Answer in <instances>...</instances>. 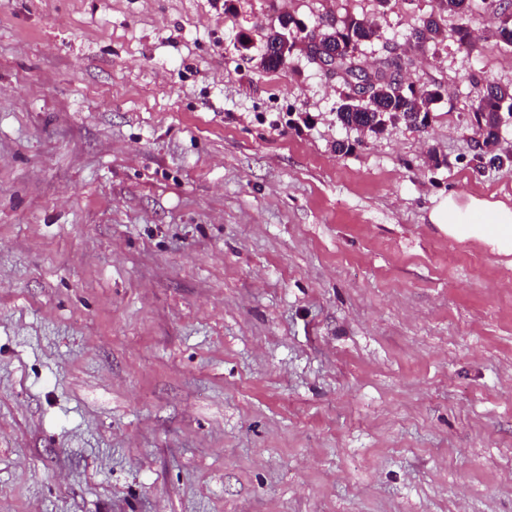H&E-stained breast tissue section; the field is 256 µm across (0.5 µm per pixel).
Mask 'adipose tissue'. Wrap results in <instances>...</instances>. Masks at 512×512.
<instances>
[{
	"label": "adipose tissue",
	"mask_w": 512,
	"mask_h": 512,
	"mask_svg": "<svg viewBox=\"0 0 512 512\" xmlns=\"http://www.w3.org/2000/svg\"><path fill=\"white\" fill-rule=\"evenodd\" d=\"M429 219L456 240H473L494 253L512 254V207L503 203L473 200L463 204L451 193L431 210Z\"/></svg>",
	"instance_id": "adipose-tissue-1"
}]
</instances>
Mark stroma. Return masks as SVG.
Segmentation results:
<instances>
[{
  "label": "stroma",
  "mask_w": 512,
  "mask_h": 512,
  "mask_svg": "<svg viewBox=\"0 0 512 512\" xmlns=\"http://www.w3.org/2000/svg\"><path fill=\"white\" fill-rule=\"evenodd\" d=\"M429 11L0 0V512H512V255L429 220L512 206L463 121L497 19L416 54L423 132L260 62L281 14L375 22L372 67Z\"/></svg>",
  "instance_id": "35a3bbf8"
}]
</instances>
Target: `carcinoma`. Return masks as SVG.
I'll use <instances>...</instances> for the list:
<instances>
[{
    "label": "carcinoma",
    "instance_id": "obj_1",
    "mask_svg": "<svg viewBox=\"0 0 512 512\" xmlns=\"http://www.w3.org/2000/svg\"><path fill=\"white\" fill-rule=\"evenodd\" d=\"M475 0H432L431 13L420 29L414 30L407 41L416 51H422L426 44L435 41L441 34L439 20L445 15H453L463 21L457 29L458 41L462 45L469 43L470 32L464 20L472 12ZM484 9L500 19L496 34L500 41L512 45V12L503 0H481ZM278 25L269 28L266 43L283 44V38L297 31L304 33L305 26L291 15L277 17ZM318 36L311 37L310 42L301 45L302 38L288 39V55L278 57H262V66L271 71L283 70L290 65V60L299 51L306 52L312 62L325 58L332 59L336 70L347 76L355 73L354 61L361 47L379 38L377 25L369 20L347 18L336 22L333 17H322L315 27ZM375 83L367 100L352 94L349 81H344L336 107V119L344 127L360 134H377L383 130L385 122L399 119L402 123L417 130L428 126L430 106L438 101L443 90L440 86H422L416 95L407 97L402 94L398 85L387 76V71L374 72ZM476 89V96L471 103L466 120L476 135L475 158L487 160L494 164L501 162L498 154L491 156L483 152V148L495 146L499 142V130L503 113L512 116V87L500 86L491 82L482 85L477 80L471 81Z\"/></svg>",
    "mask_w": 512,
    "mask_h": 512
}]
</instances>
